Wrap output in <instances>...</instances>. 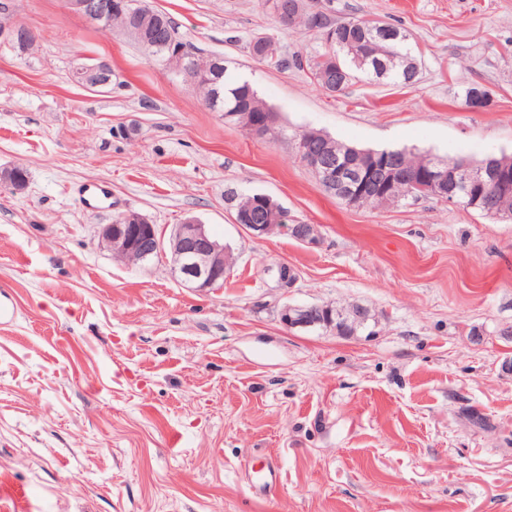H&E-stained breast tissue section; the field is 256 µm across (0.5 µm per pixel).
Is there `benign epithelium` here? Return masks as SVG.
I'll return each instance as SVG.
<instances>
[{
  "label": "benign epithelium",
  "instance_id": "1",
  "mask_svg": "<svg viewBox=\"0 0 512 512\" xmlns=\"http://www.w3.org/2000/svg\"><path fill=\"white\" fill-rule=\"evenodd\" d=\"M70 7L82 14L88 21L98 24L112 18L116 11L134 13L132 0H67ZM296 3L288 0H273L274 14L286 26L293 19ZM147 52L158 50L164 53L166 61L182 72L193 84L200 81L199 72L189 68L186 51L188 47L168 40L166 36L148 30L144 23L135 24L127 31ZM82 81L91 88L112 84V65L101 60L81 70ZM305 163L320 175V184L345 195L350 200L370 196L378 192L388 193L403 182L409 192L432 195L450 203L457 198H466L471 206L481 204L487 214L499 216L500 210L488 197L489 192L507 193L512 190V172L496 163L481 166L460 165L453 161L432 159L426 168L413 176L399 173L394 162L374 153H360L356 160L340 159L310 153ZM505 216L512 214L505 213ZM254 237L268 236L285 231L296 241L315 245L318 231L314 224H282L275 218L271 224H246L240 217H234ZM101 242L114 254L132 264H144L153 257L170 249L172 271L187 288L199 291L215 288L224 280L227 264L224 256L229 250L215 239L206 225L194 219H187L174 225L169 241L158 235L157 225L137 213L120 215L101 230ZM364 317V312L351 315V311L321 304H286L280 311V322L289 329L329 328L338 323L346 326L351 320Z\"/></svg>",
  "mask_w": 512,
  "mask_h": 512
}]
</instances>
